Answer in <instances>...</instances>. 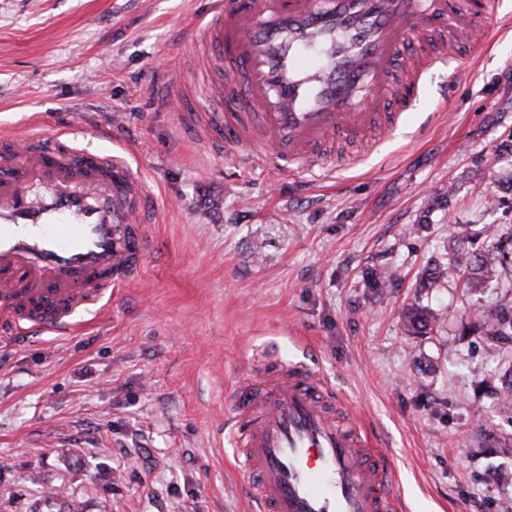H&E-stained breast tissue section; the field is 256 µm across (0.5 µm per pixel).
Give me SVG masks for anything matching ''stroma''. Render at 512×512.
<instances>
[{
    "mask_svg": "<svg viewBox=\"0 0 512 512\" xmlns=\"http://www.w3.org/2000/svg\"><path fill=\"white\" fill-rule=\"evenodd\" d=\"M206 2L0 0V148L11 132L77 130L76 147L138 173L158 249L75 336L0 334V512H253L219 429L239 378L269 358L307 363L310 347L339 415L383 449L402 512H502L512 407L489 390L512 351L465 328L496 286L420 298L443 317L427 336L402 315L449 227H512V156L498 150L512 138V20L463 48L462 75L431 65L394 130L331 140L330 175L274 173L198 133L232 76L202 75L199 46L178 38ZM174 74L178 109L162 97ZM443 88L447 112L426 124ZM383 266L395 280L377 296L363 277Z\"/></svg>",
    "mask_w": 512,
    "mask_h": 512,
    "instance_id": "1",
    "label": "stroma"
}]
</instances>
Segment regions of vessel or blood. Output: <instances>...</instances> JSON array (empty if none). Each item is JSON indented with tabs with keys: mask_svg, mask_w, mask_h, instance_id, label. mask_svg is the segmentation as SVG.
Returning <instances> with one entry per match:
<instances>
[{
	"mask_svg": "<svg viewBox=\"0 0 512 512\" xmlns=\"http://www.w3.org/2000/svg\"><path fill=\"white\" fill-rule=\"evenodd\" d=\"M501 23L493 0H208L182 38L208 49L203 70L228 56L243 74L224 94L253 110L256 135L229 134L225 155L284 171L314 166L334 136L365 140L407 41L440 37L406 68L415 88L436 60L465 71L458 45H484ZM17 139L0 156V328L65 338L76 314L139 276L152 202L114 158L60 134ZM313 378L293 365L260 393L239 382L224 428L258 512H396L374 439L338 425Z\"/></svg>",
	"mask_w": 512,
	"mask_h": 512,
	"instance_id": "b4317fda",
	"label": "vessel or blood"
}]
</instances>
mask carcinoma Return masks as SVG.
<instances>
[{"instance_id": "cac0c4a2", "label": "carcinoma", "mask_w": 512, "mask_h": 512, "mask_svg": "<svg viewBox=\"0 0 512 512\" xmlns=\"http://www.w3.org/2000/svg\"><path fill=\"white\" fill-rule=\"evenodd\" d=\"M483 237L487 245L469 254L466 246L475 245ZM512 229L499 224H485L480 230L469 224H459L448 231V246L445 252L431 259L430 265L420 279L416 293L420 294L444 283L462 279L463 287L469 292H478L490 282L502 288L504 298L482 304L475 309L470 327L482 329L498 343V347L512 348ZM395 278L390 267L373 269L364 278L365 287L376 294L383 292ZM404 326L413 335L430 334L441 322L440 313L429 305L414 302L407 306Z\"/></svg>"}]
</instances>
